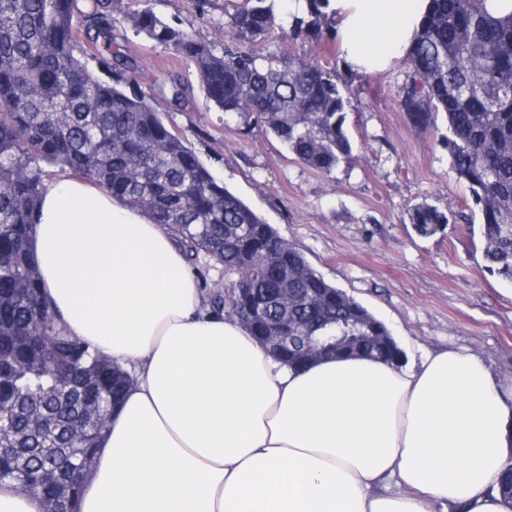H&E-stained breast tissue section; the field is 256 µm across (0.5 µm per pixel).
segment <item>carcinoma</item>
<instances>
[{
    "mask_svg": "<svg viewBox=\"0 0 512 512\" xmlns=\"http://www.w3.org/2000/svg\"><path fill=\"white\" fill-rule=\"evenodd\" d=\"M88 38L100 47L99 76L73 36L76 0H0V482L39 495L47 512L74 509L86 474L74 475L82 452L98 439L135 377L112 357L62 327L43 293L30 252L41 195L52 169L103 188L165 226L189 263L200 256L224 266L226 293L212 309L244 323L255 338L283 313L299 336H312L328 356L365 355L400 362L404 353L384 322L359 316L336 287L275 229L215 178L153 104L185 105L172 78L144 91L121 52L117 23L189 59L207 99L248 135L262 128L305 165L331 173L353 158L345 130L353 92L336 70L275 44L331 36L328 0H305L307 15L278 21L277 0H224V48L167 22L137 0L114 17L111 0H90ZM486 0H432L405 58L400 105L414 125L433 127L443 114L452 169L468 185L480 223L486 270L512 285V12L494 17ZM408 223L422 236L449 224L426 201ZM248 288L265 318L246 323ZM295 297L284 310L277 290ZM311 288L326 300L312 306ZM88 419L82 440L75 428Z\"/></svg>",
    "mask_w": 512,
    "mask_h": 512,
    "instance_id": "carcinoma-1",
    "label": "carcinoma"
}]
</instances>
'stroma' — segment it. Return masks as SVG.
<instances>
[{"instance_id": "stroma-1", "label": "stroma", "mask_w": 512, "mask_h": 512, "mask_svg": "<svg viewBox=\"0 0 512 512\" xmlns=\"http://www.w3.org/2000/svg\"><path fill=\"white\" fill-rule=\"evenodd\" d=\"M150 5L223 46V9L202 19L187 0ZM122 45L138 62L141 88L181 80L187 102L166 113V121L327 282L386 324L407 363L466 348L504 385L512 384V286L485 270L482 241L458 219L471 197L438 142L445 121L417 127L399 105L404 64L356 75L357 99L345 123L353 159L327 175L264 130L240 136L207 100L190 60L130 32ZM424 199L454 216L445 232L423 237L405 223L407 209Z\"/></svg>"}]
</instances>
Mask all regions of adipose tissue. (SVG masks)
<instances>
[{
	"label": "adipose tissue",
	"instance_id": "adipose-tissue-1",
	"mask_svg": "<svg viewBox=\"0 0 512 512\" xmlns=\"http://www.w3.org/2000/svg\"><path fill=\"white\" fill-rule=\"evenodd\" d=\"M430 0H330L356 73L405 59ZM60 324L133 373L77 512H512V390L471 352L294 371L211 311L168 230L80 177L31 240Z\"/></svg>",
	"mask_w": 512,
	"mask_h": 512
}]
</instances>
